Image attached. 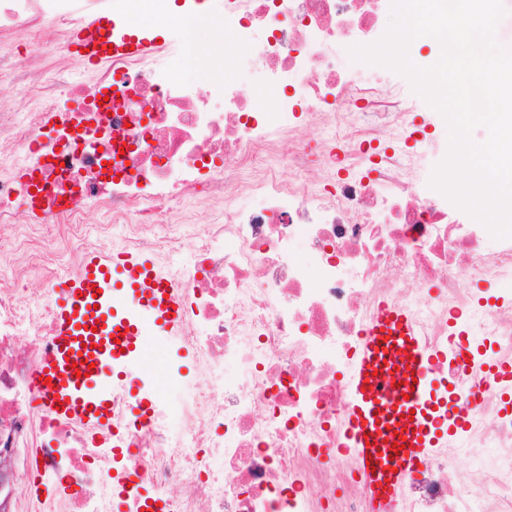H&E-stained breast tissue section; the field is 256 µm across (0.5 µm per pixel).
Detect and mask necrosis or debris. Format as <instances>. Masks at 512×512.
Masks as SVG:
<instances>
[{"instance_id":"obj_1","label":"necrosis or debris","mask_w":512,"mask_h":512,"mask_svg":"<svg viewBox=\"0 0 512 512\" xmlns=\"http://www.w3.org/2000/svg\"><path fill=\"white\" fill-rule=\"evenodd\" d=\"M182 7L176 18L171 0H152L145 22L179 32L213 21L263 103L233 75L186 78L188 55L164 43L113 54L92 83L45 73L44 34L60 30L64 63L82 35L74 0H0V34L23 28L26 44L0 52V81L23 92L18 109H0L11 147L0 152V228L12 230L0 235V470L20 476L0 482V512H112L129 470L165 512H372L343 421L346 372L382 301L413 316L469 421L388 512H512V413L449 345L458 333L489 338L494 350L474 360L512 361V305L475 301L468 287L512 282V238L488 246L487 227L431 187L411 145L418 94L365 82L340 59L385 35L391 0ZM101 211L110 223L87 235ZM116 237L181 285L177 341L196 375L165 374L179 406L150 395L141 420L113 387V426L99 431L41 409L35 370L53 335L57 251L75 261ZM34 269L37 291L23 286Z\"/></svg>"}]
</instances>
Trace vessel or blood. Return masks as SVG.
I'll list each match as a JSON object with an SVG mask.
<instances>
[{"mask_svg":"<svg viewBox=\"0 0 512 512\" xmlns=\"http://www.w3.org/2000/svg\"><path fill=\"white\" fill-rule=\"evenodd\" d=\"M56 331L37 374L48 407L92 425L110 422L112 364L137 361L151 336L181 333L179 287L153 255L85 252L80 277L59 284ZM436 355L403 309L381 303L348 373V447L370 488L377 512L400 497L408 478L433 449L448 446L465 419L451 416L447 382L435 377ZM396 374L400 388L386 397L382 382ZM403 450H394L396 442Z\"/></svg>","mask_w":512,"mask_h":512,"instance_id":"b4317fda","label":"vessel or blood"}]
</instances>
